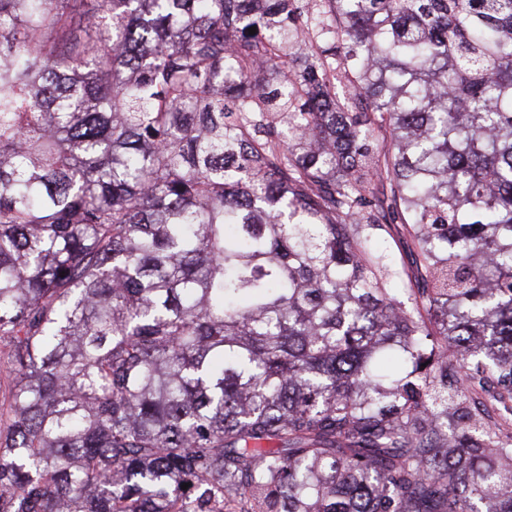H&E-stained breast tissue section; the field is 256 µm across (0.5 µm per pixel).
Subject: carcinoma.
I'll use <instances>...</instances> for the list:
<instances>
[{
    "mask_svg": "<svg viewBox=\"0 0 512 512\" xmlns=\"http://www.w3.org/2000/svg\"><path fill=\"white\" fill-rule=\"evenodd\" d=\"M82 2L0 0V512H512V0ZM380 245L383 248L387 247L397 263L410 266L413 245L400 226L393 225L390 229V235H385V238L380 240Z\"/></svg>",
    "mask_w": 512,
    "mask_h": 512,
    "instance_id": "cac0c4a2",
    "label": "carcinoma"
}]
</instances>
